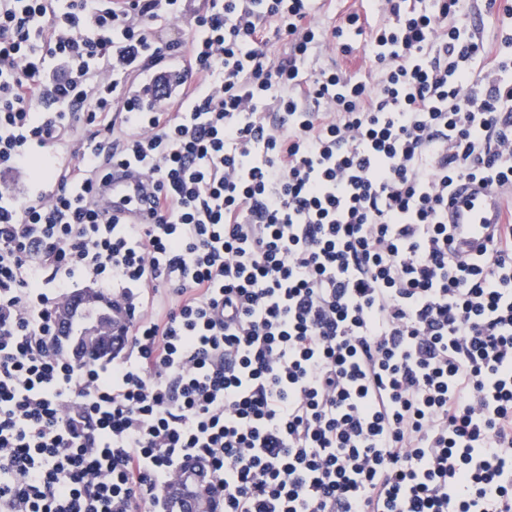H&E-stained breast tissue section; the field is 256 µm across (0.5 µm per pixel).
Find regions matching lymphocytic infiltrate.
Wrapping results in <instances>:
<instances>
[{"label":"lymphocytic infiltrate","instance_id":"obj_1","mask_svg":"<svg viewBox=\"0 0 512 512\" xmlns=\"http://www.w3.org/2000/svg\"><path fill=\"white\" fill-rule=\"evenodd\" d=\"M188 2L0 0V176L58 186L0 191V512H171L190 469L217 512H512V211L448 222L512 198V5L489 43L462 0ZM130 162L156 223L93 194ZM81 279L124 301L98 361ZM334 64L353 74L363 65L361 52L355 51L352 55L342 56L331 50H317L310 61L312 67H327ZM498 193L492 189L471 190L457 199L455 222L461 225L465 240L481 241L487 234V224H497Z\"/></svg>","mask_w":512,"mask_h":512}]
</instances>
